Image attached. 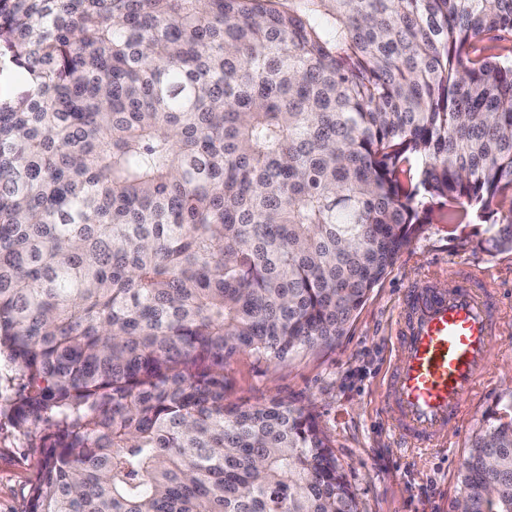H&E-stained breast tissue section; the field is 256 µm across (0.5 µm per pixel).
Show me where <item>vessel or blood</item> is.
<instances>
[{"mask_svg":"<svg viewBox=\"0 0 512 512\" xmlns=\"http://www.w3.org/2000/svg\"><path fill=\"white\" fill-rule=\"evenodd\" d=\"M502 309L472 277L407 291L395 336L404 356L386 375L385 409L413 448H438L499 349Z\"/></svg>","mask_w":512,"mask_h":512,"instance_id":"b4317fda","label":"vessel or blood"}]
</instances>
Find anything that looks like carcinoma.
<instances>
[{
  "label": "carcinoma",
  "mask_w": 512,
  "mask_h": 512,
  "mask_svg": "<svg viewBox=\"0 0 512 512\" xmlns=\"http://www.w3.org/2000/svg\"><path fill=\"white\" fill-rule=\"evenodd\" d=\"M2 59L27 512H360L309 410L224 369L336 344L429 197L512 246V0H0ZM462 486L512 512V417Z\"/></svg>",
  "instance_id": "carcinoma-1"
}]
</instances>
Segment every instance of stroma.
I'll list each match as a JSON object with an SVG mask.
<instances>
[{
    "label": "stroma",
    "mask_w": 512,
    "mask_h": 512,
    "mask_svg": "<svg viewBox=\"0 0 512 512\" xmlns=\"http://www.w3.org/2000/svg\"><path fill=\"white\" fill-rule=\"evenodd\" d=\"M418 225L385 277L370 292L335 346L307 350L264 364L244 355L225 369L233 402L284 400L310 407L330 440L360 512H455L462 494L460 470L477 436L512 405V247L494 248L496 225L467 218ZM468 272L497 293L505 306L500 350L486 377L466 400L447 445L435 451L405 449L382 408L383 375L396 363L395 321L408 288L444 287ZM15 373L0 365V512H26L41 463L23 432L4 416Z\"/></svg>",
    "instance_id": "35a3bbf8"
}]
</instances>
